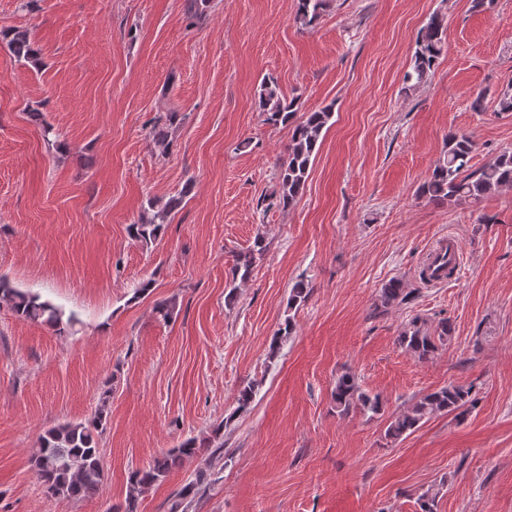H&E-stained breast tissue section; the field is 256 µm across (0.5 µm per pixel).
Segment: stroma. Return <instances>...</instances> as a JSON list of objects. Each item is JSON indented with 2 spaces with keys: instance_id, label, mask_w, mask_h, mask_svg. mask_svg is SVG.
Returning a JSON list of instances; mask_svg holds the SVG:
<instances>
[{
  "instance_id": "35a3bbf8",
  "label": "stroma",
  "mask_w": 512,
  "mask_h": 512,
  "mask_svg": "<svg viewBox=\"0 0 512 512\" xmlns=\"http://www.w3.org/2000/svg\"><path fill=\"white\" fill-rule=\"evenodd\" d=\"M185 5L0 0V277L79 319L61 336L0 304V512H119L132 469L221 421L223 448L183 461L137 512H170L202 468L211 484L191 512H419L435 485L436 512H512V188L478 204L416 194L449 134L472 138L477 167L512 151V112L497 109L512 92V0L481 12L471 0H326L311 27L296 0H210L199 21ZM436 13L443 53L408 86ZM15 29L38 63L9 53ZM268 78L303 111L332 109L285 209L274 189L290 134L260 118ZM166 112L180 120L164 152L149 130ZM178 194L161 238L129 236L149 204ZM448 234L460 273L421 282ZM258 237L263 252L234 283L236 254ZM393 278L409 303L373 315ZM300 280L311 295L289 307ZM170 299L161 320L154 306ZM416 316L454 326L426 362L396 341ZM288 318L293 334L271 351ZM346 371L380 396V414L337 413ZM451 383L471 388L474 408L386 439L393 416ZM101 404L99 493L48 497L30 465L39 435Z\"/></svg>"
}]
</instances>
